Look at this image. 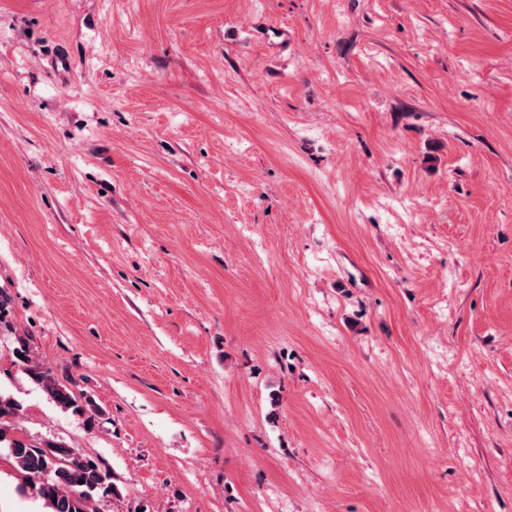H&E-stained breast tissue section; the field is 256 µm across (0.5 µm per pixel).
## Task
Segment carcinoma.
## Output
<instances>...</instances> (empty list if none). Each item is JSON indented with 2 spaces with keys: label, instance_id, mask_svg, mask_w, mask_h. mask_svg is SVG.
Instances as JSON below:
<instances>
[{
  "label": "carcinoma",
  "instance_id": "obj_1",
  "mask_svg": "<svg viewBox=\"0 0 512 512\" xmlns=\"http://www.w3.org/2000/svg\"><path fill=\"white\" fill-rule=\"evenodd\" d=\"M13 355L19 358L29 379L57 407L79 417L86 427L95 426L99 408L92 399L59 382L49 368L34 360L29 337L14 336ZM23 413L22 402L0 393V420L17 418ZM0 447L6 449L8 462L21 479L22 490L32 491L49 512H97L98 497L116 494L111 471L65 442H31L1 426Z\"/></svg>",
  "mask_w": 512,
  "mask_h": 512
}]
</instances>
